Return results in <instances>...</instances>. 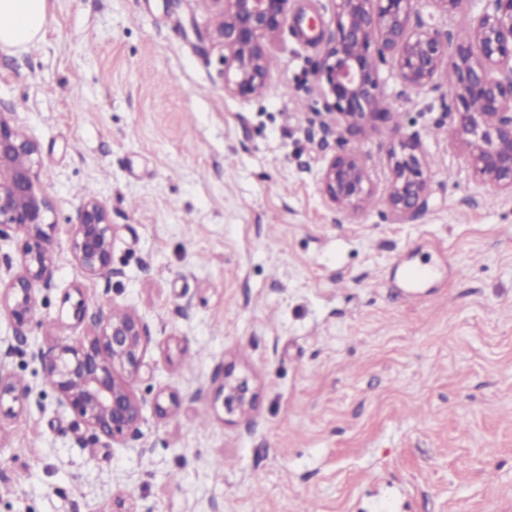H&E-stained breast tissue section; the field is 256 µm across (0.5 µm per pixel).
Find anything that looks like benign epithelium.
Returning a JSON list of instances; mask_svg holds the SVG:
<instances>
[{
    "instance_id": "benign-epithelium-1",
    "label": "benign epithelium",
    "mask_w": 512,
    "mask_h": 512,
    "mask_svg": "<svg viewBox=\"0 0 512 512\" xmlns=\"http://www.w3.org/2000/svg\"><path fill=\"white\" fill-rule=\"evenodd\" d=\"M214 15L213 29L195 34L222 46L224 91L241 97L259 94L270 80L268 41L288 20L296 0H202ZM335 29L323 44L315 66L327 125L353 136L372 121L387 125L392 110L384 99L380 67L389 66L401 84L420 92L442 79L443 63L455 75L450 91L460 101L456 132L479 181L512 195V0H479L466 14V38L452 41L448 30L413 24L423 0H332ZM442 16L459 13L463 0H428ZM386 151L385 202L393 220L404 223L428 205V161L418 138L398 133ZM42 163L36 139L15 120L0 115V235L16 234L19 272L0 286L17 335L33 320L35 285L50 283L54 268L49 221L52 203L40 187ZM322 193L337 210L359 211L376 187L361 155L345 151L328 158L321 172ZM114 231L105 203L85 199L77 209L67 245L88 278L112 273ZM86 317L84 304L74 312ZM89 334L36 353L50 378L58 402L92 430L112 442L138 431L140 402L131 382L138 377L147 349L140 319L125 310H99L89 317ZM224 407L232 413L250 408L255 399L245 377L224 376ZM22 403L25 388L0 367V398Z\"/></svg>"
}]
</instances>
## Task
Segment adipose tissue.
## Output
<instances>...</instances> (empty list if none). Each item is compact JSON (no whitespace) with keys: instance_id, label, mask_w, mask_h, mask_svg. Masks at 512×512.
Returning a JSON list of instances; mask_svg holds the SVG:
<instances>
[{"instance_id":"obj_1","label":"adipose tissue","mask_w":512,"mask_h":512,"mask_svg":"<svg viewBox=\"0 0 512 512\" xmlns=\"http://www.w3.org/2000/svg\"><path fill=\"white\" fill-rule=\"evenodd\" d=\"M48 0H0V46L23 47L41 39Z\"/></svg>"}]
</instances>
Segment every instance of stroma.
<instances>
[{
  "mask_svg": "<svg viewBox=\"0 0 512 512\" xmlns=\"http://www.w3.org/2000/svg\"><path fill=\"white\" fill-rule=\"evenodd\" d=\"M38 42L0 48V112L37 140L55 271L31 326L0 310V364L26 386L0 414V512H512V196L473 175L447 87L381 78L394 127L325 129L318 47L286 25L263 94L224 91L200 0H48ZM416 135L428 207L395 223L377 192L350 213L321 191L357 151L385 183L392 128ZM114 227L89 279L67 236L82 199ZM439 267L416 292L404 267ZM88 313L149 335L138 431L109 443L60 406L38 350ZM250 411L224 409L225 374Z\"/></svg>",
  "mask_w": 512,
  "mask_h": 512,
  "instance_id": "35a3bbf8",
  "label": "stroma"
}]
</instances>
